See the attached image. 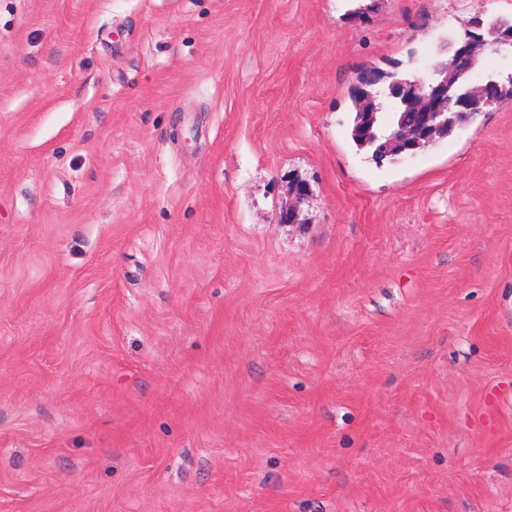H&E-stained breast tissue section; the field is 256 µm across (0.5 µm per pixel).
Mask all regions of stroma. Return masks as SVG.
Wrapping results in <instances>:
<instances>
[{"label":"stroma","instance_id":"stroma-1","mask_svg":"<svg viewBox=\"0 0 512 512\" xmlns=\"http://www.w3.org/2000/svg\"><path fill=\"white\" fill-rule=\"evenodd\" d=\"M478 14L0 0V512H512V102L348 97Z\"/></svg>","mask_w":512,"mask_h":512}]
</instances>
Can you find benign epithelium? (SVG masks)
I'll return each mask as SVG.
<instances>
[{
  "label": "benign epithelium",
  "instance_id": "7a95c632",
  "mask_svg": "<svg viewBox=\"0 0 512 512\" xmlns=\"http://www.w3.org/2000/svg\"><path fill=\"white\" fill-rule=\"evenodd\" d=\"M507 45H512V28L500 20H485L479 14L460 38L448 42L451 57L428 77L367 68L373 86L383 89L395 101L404 100L417 114L414 124L398 127L378 146V151L387 156L411 157L423 145L490 107L499 79L489 76L473 83L476 58L483 50ZM373 104L367 85L360 86L358 131L368 141L376 139Z\"/></svg>",
  "mask_w": 512,
  "mask_h": 512
}]
</instances>
